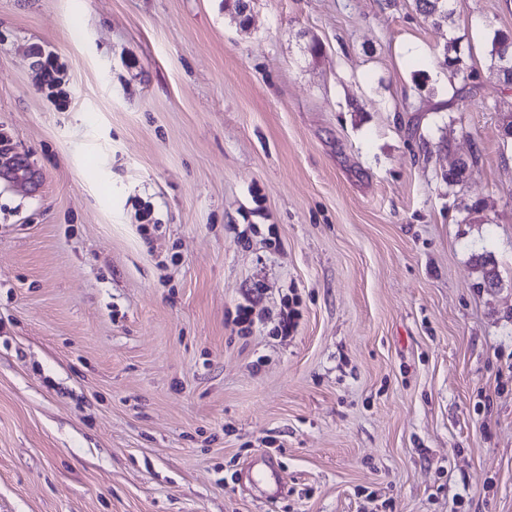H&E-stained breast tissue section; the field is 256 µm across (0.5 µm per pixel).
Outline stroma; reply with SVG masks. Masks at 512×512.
I'll return each mask as SVG.
<instances>
[{"label":"stroma","instance_id":"obj_1","mask_svg":"<svg viewBox=\"0 0 512 512\" xmlns=\"http://www.w3.org/2000/svg\"><path fill=\"white\" fill-rule=\"evenodd\" d=\"M73 2L0 0V512H512V0ZM416 10L425 17L434 16L435 24L448 20L451 12L448 10V0H414ZM512 55V32L498 30L495 32L491 42V65L490 69L498 72V67L503 59L502 65L499 70L500 80L505 84L512 83V60L511 58L504 57L503 55Z\"/></svg>","mask_w":512,"mask_h":512}]
</instances>
